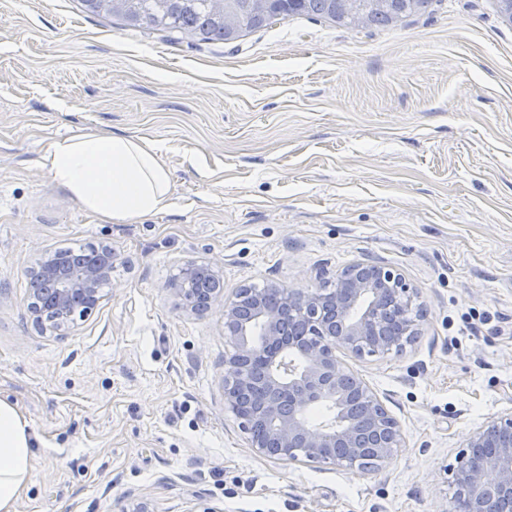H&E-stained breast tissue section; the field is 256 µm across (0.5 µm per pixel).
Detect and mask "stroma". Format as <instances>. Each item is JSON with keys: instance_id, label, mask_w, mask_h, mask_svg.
Masks as SVG:
<instances>
[{"instance_id": "1", "label": "stroma", "mask_w": 512, "mask_h": 512, "mask_svg": "<svg viewBox=\"0 0 512 512\" xmlns=\"http://www.w3.org/2000/svg\"><path fill=\"white\" fill-rule=\"evenodd\" d=\"M78 130L156 146L157 215L109 224L39 158ZM121 262L78 328L34 323L45 251ZM417 288L403 352L342 363L405 440L376 469L250 448L224 407L218 313L162 286L188 260L251 285L320 288L359 260ZM0 399L34 435L16 512H445L467 436L512 410V23L431 0L387 28L294 16L226 44L170 41L83 0H0Z\"/></svg>"}]
</instances>
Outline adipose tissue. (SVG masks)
Returning <instances> with one entry per match:
<instances>
[{
    "instance_id": "adipose-tissue-1",
    "label": "adipose tissue",
    "mask_w": 512,
    "mask_h": 512,
    "mask_svg": "<svg viewBox=\"0 0 512 512\" xmlns=\"http://www.w3.org/2000/svg\"><path fill=\"white\" fill-rule=\"evenodd\" d=\"M51 181L87 212L122 224L170 205L171 176L159 150L131 136L79 133L53 140L41 157ZM33 433L10 403L0 400V512H14L27 486Z\"/></svg>"
}]
</instances>
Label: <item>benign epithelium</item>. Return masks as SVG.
I'll return each instance as SVG.
<instances>
[{"mask_svg":"<svg viewBox=\"0 0 512 512\" xmlns=\"http://www.w3.org/2000/svg\"><path fill=\"white\" fill-rule=\"evenodd\" d=\"M336 16L365 22L387 10L393 16L419 0H332ZM119 255L98 246L87 265L64 262L55 252L37 260L49 289L30 296L35 323L65 336L102 299L101 286L112 282ZM206 276L219 283L223 265L184 262L164 288L182 309L202 314L216 309L233 350L224 355V406L239 421L249 447L288 462L306 461L352 469L368 453L382 465L404 440L399 422L354 374L336 350L351 354L399 352L419 334L413 310L417 289L389 267L357 261L336 274L334 286L255 291L249 312L238 298L224 299L221 288L191 287ZM317 402L341 410V422L312 425L306 410ZM457 497L451 512H512V411L489 417L466 439L452 468Z\"/></svg>","mask_w":512,"mask_h":512,"instance_id":"1","label":"benign epithelium"}]
</instances>
